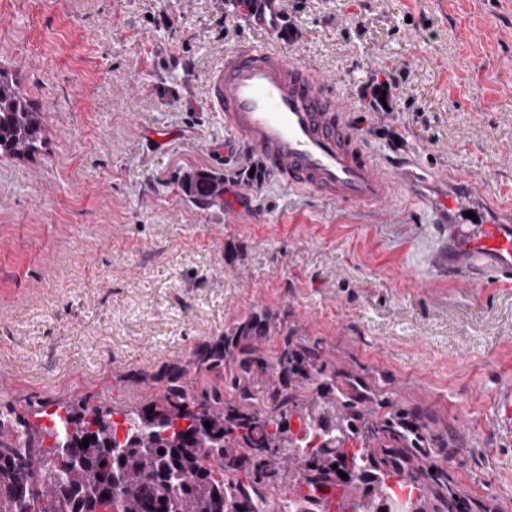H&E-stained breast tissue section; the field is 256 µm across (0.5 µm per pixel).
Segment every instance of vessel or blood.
Masks as SVG:
<instances>
[{
	"label": "vessel or blood",
	"mask_w": 512,
	"mask_h": 512,
	"mask_svg": "<svg viewBox=\"0 0 512 512\" xmlns=\"http://www.w3.org/2000/svg\"><path fill=\"white\" fill-rule=\"evenodd\" d=\"M211 111L222 113L237 142L277 169L287 187L349 205L385 209L397 184L427 180L416 165L379 167L352 134L343 105L328 95L309 65L266 44L228 54L205 84ZM454 201L434 204L446 245L436 262L450 276L495 283L512 279L511 224H452Z\"/></svg>",
	"instance_id": "b4317fda"
}]
</instances>
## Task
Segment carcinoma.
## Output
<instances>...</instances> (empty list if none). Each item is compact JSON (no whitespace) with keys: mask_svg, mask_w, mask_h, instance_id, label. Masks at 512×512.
I'll list each match as a JSON object with an SVG mask.
<instances>
[{"mask_svg":"<svg viewBox=\"0 0 512 512\" xmlns=\"http://www.w3.org/2000/svg\"><path fill=\"white\" fill-rule=\"evenodd\" d=\"M42 122L17 83L0 71V153L17 158L34 154L42 142ZM183 191L203 205L223 203L224 175L197 171ZM273 329L270 318L254 316L203 347L197 369L224 365L226 344H238L242 365L263 366L244 336ZM351 404L339 397L308 399L298 410L303 434L319 437L315 448L275 413L261 409L250 388L237 390L236 402L219 393L197 398L178 380L163 382L161 393L130 412L97 405L68 406L46 412L45 424L30 420L0 401V512H259L257 492L224 481V471L245 453L257 463L253 480L270 481L292 459L319 479L359 470L365 478L372 460L365 448L344 452L351 438ZM120 419H114V416ZM212 424L205 427V422ZM91 439L83 446V439ZM355 512H385L402 487L393 468L370 479Z\"/></svg>","mask_w":512,"mask_h":512,"instance_id":"carcinoma-1","label":"carcinoma"}]
</instances>
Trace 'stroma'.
Segmentation results:
<instances>
[{
    "instance_id": "stroma-1",
    "label": "stroma",
    "mask_w": 512,
    "mask_h": 512,
    "mask_svg": "<svg viewBox=\"0 0 512 512\" xmlns=\"http://www.w3.org/2000/svg\"><path fill=\"white\" fill-rule=\"evenodd\" d=\"M234 0H0V69L39 113L32 157L0 155V399H83L128 409L184 373L190 393L233 400L235 359L196 372L205 345L255 314L276 363L314 351L308 374L257 375L285 393L356 396L384 427L409 414L439 475L407 469L425 512H512V286L435 270V213L399 187L389 216L287 188L240 147L204 95L227 52L268 40L313 65L382 163L413 160L478 188L482 220L512 218V0H280L268 37ZM391 78L393 108L366 87ZM225 178L223 207L191 201L186 175ZM391 461L413 451L387 432Z\"/></svg>"
}]
</instances>
